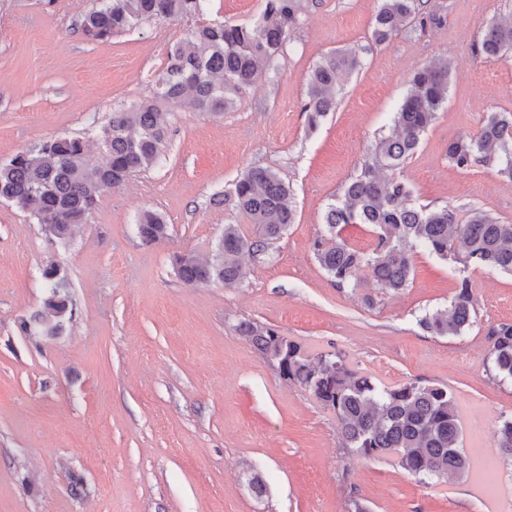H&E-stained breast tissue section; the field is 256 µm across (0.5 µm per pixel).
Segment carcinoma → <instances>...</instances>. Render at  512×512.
Here are the masks:
<instances>
[{"instance_id":"carcinoma-1","label":"carcinoma","mask_w":512,"mask_h":512,"mask_svg":"<svg viewBox=\"0 0 512 512\" xmlns=\"http://www.w3.org/2000/svg\"><path fill=\"white\" fill-rule=\"evenodd\" d=\"M422 7V0H380L372 31L375 42L389 40L410 18L420 15ZM208 8L209 0H96L79 26L86 37L106 41L150 20H193ZM302 9V0H266L262 16L252 25L213 22L188 29L157 77L153 99L112 111L101 132L105 161L92 162L80 138H47L0 162V200L40 224L49 240L69 241L102 192L123 184L134 173L159 166L165 157L168 113L160 104L224 113L233 104L231 93L254 83L277 62ZM478 52L489 62L512 58V18L490 21ZM359 66L358 52L345 49L329 52L312 70L303 107L309 129H316L335 111L339 80ZM450 75L448 62L413 74L394 116L396 135L375 140L371 162L327 207V234L314 241L313 250L336 287L364 277L376 288L398 292L411 280L412 254L418 249L462 270L478 266L512 273V223L474 207L464 211L417 207L402 175L423 133L448 101ZM447 155L457 169L481 163L512 181V112L490 113L478 135L461 134L450 140ZM232 200L251 223L261 227V236L249 240L237 225H224L211 262L202 263L192 253L175 256L176 271L184 283L238 284L244 277L241 256L265 251L269 241L294 223L291 188L271 168L246 169L234 184ZM349 224L372 226L376 234L372 251L348 244L342 232ZM167 230L162 216L151 210L137 219L138 235L147 245L165 240ZM42 279L43 311L20 323L26 334L38 329L54 333L72 314L64 270L50 263L42 269ZM475 314L476 301L464 278L448 308L426 312L418 324L433 336L459 337L473 325ZM236 330L285 380L309 392L335 415L352 451L372 458L394 455L401 467L423 483L468 471L470 460L459 448L460 424L448 388L417 379L381 385L351 369L341 355L312 357L301 343L272 328L241 321ZM489 336L494 376L512 381V324L492 328ZM495 446L512 453V419L502 422Z\"/></svg>"}]
</instances>
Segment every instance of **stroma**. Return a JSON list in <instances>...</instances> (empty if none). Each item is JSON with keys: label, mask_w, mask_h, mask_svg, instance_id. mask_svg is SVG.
<instances>
[{"label": "stroma", "mask_w": 512, "mask_h": 512, "mask_svg": "<svg viewBox=\"0 0 512 512\" xmlns=\"http://www.w3.org/2000/svg\"><path fill=\"white\" fill-rule=\"evenodd\" d=\"M277 63L233 95L221 116L172 108L164 163L102 193L68 244L0 202V512H505L512 455L494 445L512 418V381L489 369L491 328L512 324V273L459 272L417 253L407 288H337L318 264L328 204L358 175L375 138L390 135L412 73L450 62L448 103L404 167L414 203L478 207L512 222V182L492 168L453 167L448 142L512 112V59L476 52L485 25L512 0H426L439 27L408 22L371 37L379 0H303ZM94 0H0V162L55 136L87 138L94 158L112 109L151 98L187 22H158L89 40ZM358 50L336 109L316 130L302 110L311 70L329 51ZM250 166L276 169L293 190L295 222L244 258L234 287L184 284L176 254L210 260L225 225L258 228L216 205ZM161 214L168 236L147 246L136 222ZM59 265L72 317L55 336L21 332L41 311V270ZM476 299L460 337L418 324L446 309L461 280ZM251 320L338 353L394 386L413 379L456 400L466 474L421 483L396 458L345 448L334 415L264 360L236 326ZM259 476L263 495L248 480Z\"/></svg>", "instance_id": "35a3bbf8"}]
</instances>
